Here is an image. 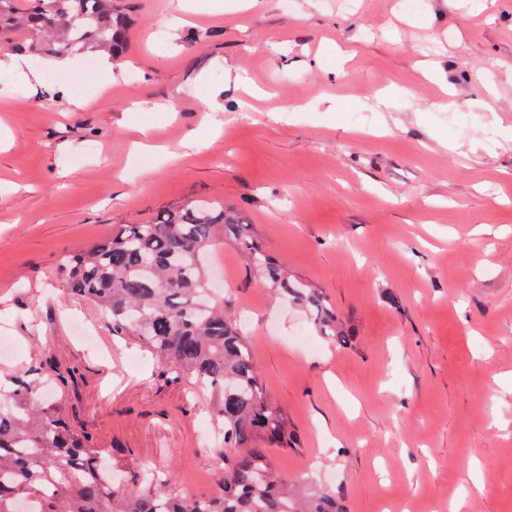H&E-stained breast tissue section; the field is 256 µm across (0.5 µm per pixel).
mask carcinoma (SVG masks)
<instances>
[{"label": "carcinoma", "instance_id": "cac0c4a2", "mask_svg": "<svg viewBox=\"0 0 512 512\" xmlns=\"http://www.w3.org/2000/svg\"><path fill=\"white\" fill-rule=\"evenodd\" d=\"M25 31L31 53L43 56L123 52L126 21L115 0H0V46L16 47ZM242 216L222 203L188 201L112 233L67 256L71 294L107 311L112 330L132 336L159 357L168 381L203 385L220 447L233 451L218 488L205 497L178 493L168 479L143 477L112 485V450L43 400L36 382L0 381V512H342L336 495L318 485L300 491L273 467L270 448H290L285 411L263 390L247 336L209 290L212 252L231 237L276 291L308 309L320 335L347 343L323 293L292 281L283 263L246 233ZM62 387L75 372L44 361L30 369Z\"/></svg>", "mask_w": 512, "mask_h": 512}]
</instances>
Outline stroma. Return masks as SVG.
I'll list each match as a JSON object with an SVG mask.
<instances>
[{
  "label": "stroma",
  "instance_id": "1",
  "mask_svg": "<svg viewBox=\"0 0 512 512\" xmlns=\"http://www.w3.org/2000/svg\"><path fill=\"white\" fill-rule=\"evenodd\" d=\"M118 7L110 81L79 55L0 71V375L75 370L46 398L112 448L120 484L151 465L208 494L207 389L167 382L59 263L218 200L351 335L319 336L225 240L227 309L300 440L276 471L346 512H512V0ZM58 68L86 93L46 82ZM30 372V375L41 374L43 377L52 378L61 387H68L74 382L76 376L73 370L61 371L52 361L40 362L38 366H34V368L30 369Z\"/></svg>",
  "mask_w": 512,
  "mask_h": 512
}]
</instances>
